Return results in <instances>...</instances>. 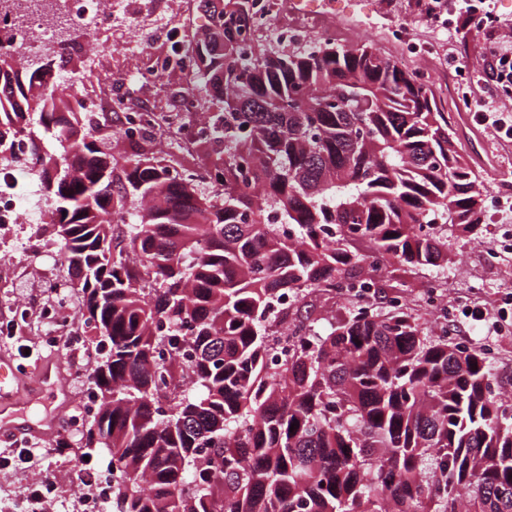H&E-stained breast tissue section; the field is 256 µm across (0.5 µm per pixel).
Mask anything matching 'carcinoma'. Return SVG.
<instances>
[{
	"mask_svg": "<svg viewBox=\"0 0 512 512\" xmlns=\"http://www.w3.org/2000/svg\"><path fill=\"white\" fill-rule=\"evenodd\" d=\"M253 16L224 0L183 32L189 75L170 48L173 98L219 109L196 169L152 149L160 125L117 158L107 125L76 116L80 84L49 82L73 34L0 54V164L28 145L97 337L84 438L112 452L109 512H512V403L488 354L423 331L380 280L448 260L450 227L480 234L448 113L371 45L276 53ZM339 290L349 317L300 320L283 347L274 306Z\"/></svg>",
	"mask_w": 512,
	"mask_h": 512,
	"instance_id": "carcinoma-1",
	"label": "carcinoma"
}]
</instances>
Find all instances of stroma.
<instances>
[{"mask_svg": "<svg viewBox=\"0 0 512 512\" xmlns=\"http://www.w3.org/2000/svg\"><path fill=\"white\" fill-rule=\"evenodd\" d=\"M413 0H273V11L258 38L276 52L287 51L286 43L277 42L275 31L287 18V7L306 13H319L326 22L336 23V36L347 45L371 43L391 58L400 53L388 41L389 31L398 25L409 27L430 40L435 48L426 66L430 82L443 98L454 126L453 144L462 162L468 165L482 183L485 203L498 196L512 197V139L501 137L492 128L482 127L474 108H458L450 95L460 68H467L470 94L486 105L512 116V97L491 92L480 80L477 66L487 56V42H499L512 33V0H485L484 10L497 19L486 30L473 27L468 17V0H444L445 11L457 15L452 31H445L439 18L412 11ZM201 28L209 23L205 12L189 11L186 0H151L150 4L132 12L117 7L110 24L94 32L96 41L106 52V62L113 79L122 82L134 102L165 108L177 86L172 82L143 85L140 72L154 50L152 40L162 30H182L186 24ZM504 224L492 210L484 212L483 233L474 239L455 233L448 239L447 265L412 272L401 265L388 267L387 285L410 300L414 320L434 330H447L451 343H463L475 349H489L496 380L501 392L512 391V249L499 247ZM49 230L37 222L23 220L19 224L0 226V325L11 327L10 335H0V355L12 357L23 375L32 376L51 362L60 363L68 390L66 401L42 399L32 402L29 415L40 420L51 416L68 422L89 391V375L74 373L76 356L61 347H47L44 336L49 327L41 308L19 309L23 300L42 296V285L48 275L57 273V257L47 241ZM351 305L342 295L319 292L306 294L298 315L308 319L317 331L328 328L331 319L348 317ZM488 315H504L508 322L500 335L487 331L484 321L474 319L473 311ZM32 355L22 358L21 348ZM81 431H74L66 453H55V439H35V452L30 462L0 473V512H28L27 496L40 475L70 474L76 457L92 458L101 473H108L111 454L105 448H84Z\"/></svg>", "mask_w": 512, "mask_h": 512, "instance_id": "35a3bbf8", "label": "stroma"}]
</instances>
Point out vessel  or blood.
Here are the masks:
<instances>
[{"label": "vessel or blood", "instance_id": "vessel-or-blood-1", "mask_svg": "<svg viewBox=\"0 0 512 512\" xmlns=\"http://www.w3.org/2000/svg\"><path fill=\"white\" fill-rule=\"evenodd\" d=\"M22 380L11 360L0 358V440H16L32 436L48 437L57 429L59 422L54 418L33 421L27 408L16 398ZM64 391L51 367H44L32 399L48 395L58 397Z\"/></svg>", "mask_w": 512, "mask_h": 512}]
</instances>
